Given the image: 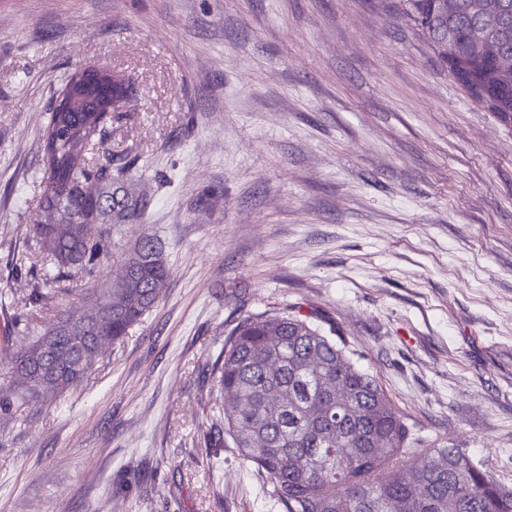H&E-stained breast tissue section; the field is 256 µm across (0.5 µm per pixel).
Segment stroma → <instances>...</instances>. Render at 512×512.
Returning <instances> with one entry per match:
<instances>
[{"label": "stroma", "mask_w": 512, "mask_h": 512, "mask_svg": "<svg viewBox=\"0 0 512 512\" xmlns=\"http://www.w3.org/2000/svg\"><path fill=\"white\" fill-rule=\"evenodd\" d=\"M98 64L132 81L108 146L169 286L81 386L0 414V512H284L200 402L235 319L289 306L512 487V127L391 0H0V334L40 331L11 263L52 103Z\"/></svg>", "instance_id": "1"}]
</instances>
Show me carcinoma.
Wrapping results in <instances>:
<instances>
[{
    "label": "carcinoma",
    "mask_w": 512,
    "mask_h": 512,
    "mask_svg": "<svg viewBox=\"0 0 512 512\" xmlns=\"http://www.w3.org/2000/svg\"><path fill=\"white\" fill-rule=\"evenodd\" d=\"M396 9L430 45L438 63L497 118L512 123V0L479 12L473 0H396ZM480 30L482 38H473ZM97 112H52L43 134V221L32 225L44 285L97 277L112 259V230L141 223L149 198L130 176L136 160H88L103 143ZM126 274L88 293L79 310L56 315L28 344H0V412L14 394L51 397L81 384L99 341L120 344L157 305L170 279L162 247L139 231L121 257ZM48 294L34 289L30 317L43 318ZM224 418L217 440L231 441L241 463L256 469L285 512H512V488L464 448L433 446L418 464V443L377 381L357 368L345 346L313 316L285 309L238 317L209 374Z\"/></svg>",
    "instance_id": "cac0c4a2"
}]
</instances>
